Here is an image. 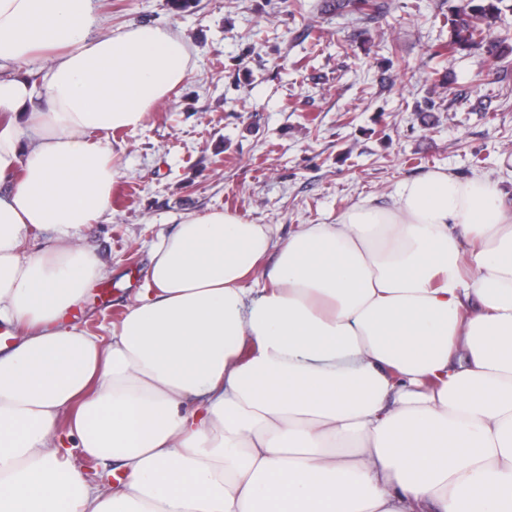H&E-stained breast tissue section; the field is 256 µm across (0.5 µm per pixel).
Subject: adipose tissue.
Returning a JSON list of instances; mask_svg holds the SVG:
<instances>
[{"mask_svg":"<svg viewBox=\"0 0 512 512\" xmlns=\"http://www.w3.org/2000/svg\"><path fill=\"white\" fill-rule=\"evenodd\" d=\"M100 0H0V512H512V205L438 169L278 238L224 210L153 243L110 338L64 322L79 244L187 42ZM53 246L30 250V231ZM117 483H89L68 441Z\"/></svg>","mask_w":512,"mask_h":512,"instance_id":"ef3b65f1","label":"adipose tissue"}]
</instances>
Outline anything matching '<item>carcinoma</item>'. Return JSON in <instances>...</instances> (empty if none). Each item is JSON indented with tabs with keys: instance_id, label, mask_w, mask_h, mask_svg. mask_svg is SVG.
<instances>
[{
	"instance_id": "obj_1",
	"label": "carcinoma",
	"mask_w": 512,
	"mask_h": 512,
	"mask_svg": "<svg viewBox=\"0 0 512 512\" xmlns=\"http://www.w3.org/2000/svg\"><path fill=\"white\" fill-rule=\"evenodd\" d=\"M506 0H458L448 6L444 23L448 25V43L434 51L437 57L480 50L495 60L512 54V42L496 33V24L505 10ZM328 13L373 18L386 11L384 0H324Z\"/></svg>"
}]
</instances>
